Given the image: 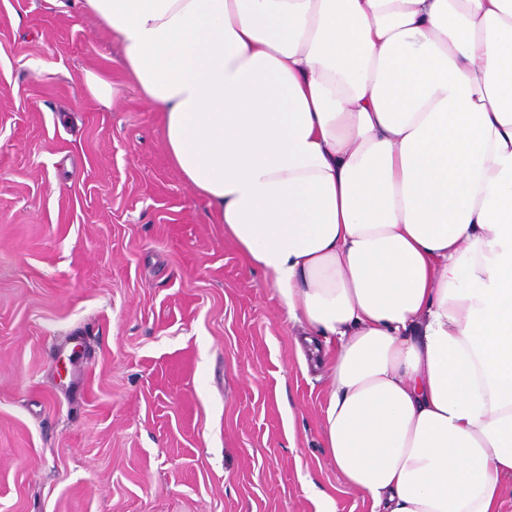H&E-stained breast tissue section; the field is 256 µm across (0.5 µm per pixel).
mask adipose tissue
Here are the masks:
<instances>
[{
	"mask_svg": "<svg viewBox=\"0 0 512 512\" xmlns=\"http://www.w3.org/2000/svg\"><path fill=\"white\" fill-rule=\"evenodd\" d=\"M172 164L322 343L369 512L512 488V0H83Z\"/></svg>",
	"mask_w": 512,
	"mask_h": 512,
	"instance_id": "ef3b65f1",
	"label": "adipose tissue"
}]
</instances>
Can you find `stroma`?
<instances>
[{
	"label": "stroma",
	"instance_id": "1",
	"mask_svg": "<svg viewBox=\"0 0 512 512\" xmlns=\"http://www.w3.org/2000/svg\"><path fill=\"white\" fill-rule=\"evenodd\" d=\"M119 55L82 0H0V512H367L323 371Z\"/></svg>",
	"mask_w": 512,
	"mask_h": 512
}]
</instances>
